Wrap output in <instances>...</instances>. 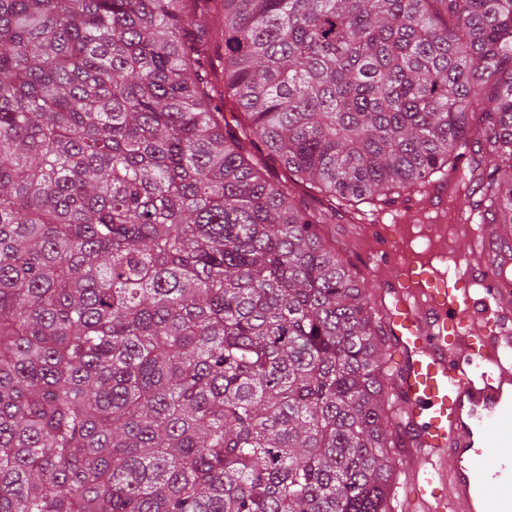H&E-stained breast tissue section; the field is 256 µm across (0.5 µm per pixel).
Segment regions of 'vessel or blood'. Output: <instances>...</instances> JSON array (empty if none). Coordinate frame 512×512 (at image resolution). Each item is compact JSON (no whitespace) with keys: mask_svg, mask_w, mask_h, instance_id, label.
<instances>
[{"mask_svg":"<svg viewBox=\"0 0 512 512\" xmlns=\"http://www.w3.org/2000/svg\"><path fill=\"white\" fill-rule=\"evenodd\" d=\"M483 226L446 269L390 251L385 326L397 345L398 419L409 433L394 512H512V307L505 282L477 275Z\"/></svg>","mask_w":512,"mask_h":512,"instance_id":"b4317fda","label":"vessel or blood"}]
</instances>
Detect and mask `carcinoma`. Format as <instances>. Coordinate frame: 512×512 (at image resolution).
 Wrapping results in <instances>:
<instances>
[{"label":"carcinoma","instance_id":"obj_1","mask_svg":"<svg viewBox=\"0 0 512 512\" xmlns=\"http://www.w3.org/2000/svg\"><path fill=\"white\" fill-rule=\"evenodd\" d=\"M451 173L512 226V0H0V512H392L323 228Z\"/></svg>","mask_w":512,"mask_h":512}]
</instances>
